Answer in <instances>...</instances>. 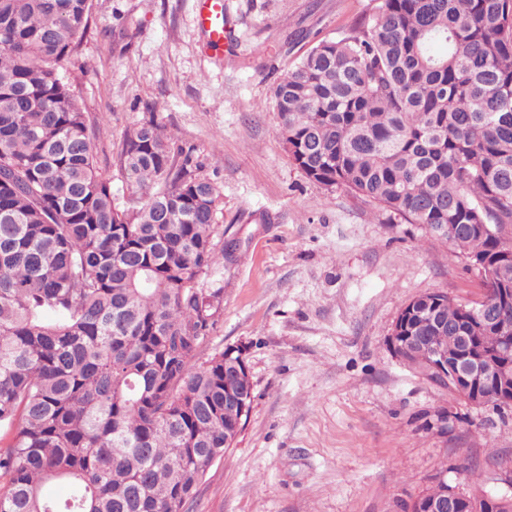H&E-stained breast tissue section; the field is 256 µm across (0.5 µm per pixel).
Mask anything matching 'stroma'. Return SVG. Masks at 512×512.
<instances>
[{
  "label": "stroma",
  "instance_id": "obj_1",
  "mask_svg": "<svg viewBox=\"0 0 512 512\" xmlns=\"http://www.w3.org/2000/svg\"><path fill=\"white\" fill-rule=\"evenodd\" d=\"M225 2L236 39L217 52L194 0H91L64 72L121 204L134 199L117 161L123 133L148 114L216 154L232 249L212 348L244 349L253 400L190 512H394L465 466L486 492L512 496V410L470 406L388 342L411 300L474 301L480 275L422 225L309 180L277 135L274 84L319 41L350 36L377 0Z\"/></svg>",
  "mask_w": 512,
  "mask_h": 512
}]
</instances>
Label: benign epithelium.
<instances>
[{"label":"benign epithelium","mask_w":512,"mask_h":512,"mask_svg":"<svg viewBox=\"0 0 512 512\" xmlns=\"http://www.w3.org/2000/svg\"><path fill=\"white\" fill-rule=\"evenodd\" d=\"M512 303L511 288L485 290L481 296L464 308V321L475 319L483 328L497 332L494 342L483 336H474L466 327L457 324L450 329L457 334L458 346L450 351L429 341L427 336H389L394 353L405 359L407 355H424L430 360L432 371L465 402L475 407L492 406L500 411L512 410V376L500 374L498 367L512 362V326L502 320L500 311ZM230 369L233 383L224 391V406L246 410L252 400V382L248 367L237 362L224 361ZM512 512V498L488 494L474 498L463 486L445 483L438 495L420 503L415 496L397 503L399 512Z\"/></svg>","instance_id":"1"}]
</instances>
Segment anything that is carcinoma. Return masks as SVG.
<instances>
[{"label":"carcinoma","mask_w":512,"mask_h":512,"mask_svg":"<svg viewBox=\"0 0 512 512\" xmlns=\"http://www.w3.org/2000/svg\"><path fill=\"white\" fill-rule=\"evenodd\" d=\"M89 12L0 0V512H185L237 420L224 352L207 353L218 166L151 116L118 154L136 204L116 202L61 76ZM272 100L310 180L512 282V0H378ZM52 482L68 494L45 496Z\"/></svg>","instance_id":"1"}]
</instances>
